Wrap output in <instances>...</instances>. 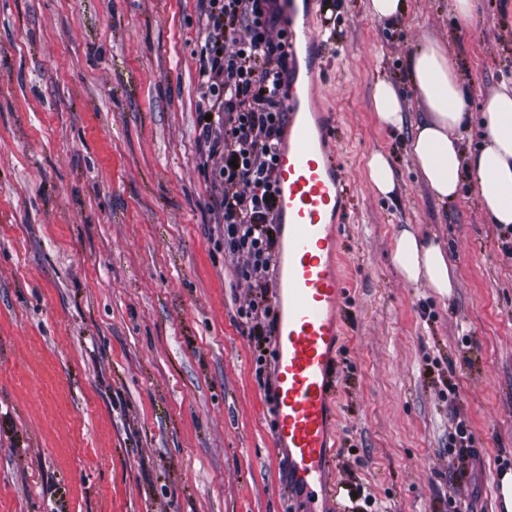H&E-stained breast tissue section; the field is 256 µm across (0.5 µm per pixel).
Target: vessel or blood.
<instances>
[{"mask_svg":"<svg viewBox=\"0 0 512 512\" xmlns=\"http://www.w3.org/2000/svg\"><path fill=\"white\" fill-rule=\"evenodd\" d=\"M287 145L277 162L280 241L277 268L273 441L288 450L294 482L337 495L325 471L330 409L336 397L335 351L344 333L341 308L346 282L338 267L339 220L346 180L333 144V129L303 109L301 87L289 80Z\"/></svg>","mask_w":512,"mask_h":512,"instance_id":"1","label":"vessel or blood"}]
</instances>
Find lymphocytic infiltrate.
Returning a JSON list of instances; mask_svg holds the SVG:
<instances>
[{
	"label": "lymphocytic infiltrate",
	"instance_id": "lymphocytic-infiltrate-1",
	"mask_svg": "<svg viewBox=\"0 0 512 512\" xmlns=\"http://www.w3.org/2000/svg\"><path fill=\"white\" fill-rule=\"evenodd\" d=\"M270 0H202L210 34L199 75L207 117L200 136L226 163L219 209L224 250L241 258L236 271L255 290L245 316L256 352H264L275 317L266 303L278 227L276 162L283 142L288 39L275 33Z\"/></svg>",
	"mask_w": 512,
	"mask_h": 512
}]
</instances>
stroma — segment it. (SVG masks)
<instances>
[{"label":"stroma","mask_w":512,"mask_h":512,"mask_svg":"<svg viewBox=\"0 0 512 512\" xmlns=\"http://www.w3.org/2000/svg\"><path fill=\"white\" fill-rule=\"evenodd\" d=\"M314 0L317 83L338 115L350 188L349 287L337 358L334 475L346 512H502L512 469V254L463 178L437 200L409 153L428 108L406 71L439 43L480 112L512 82V0ZM208 35L199 0H0V512H336L290 482L270 438L274 361L257 363L252 298L224 253V159L198 126ZM404 103L381 127L377 80ZM389 159L393 196L370 183ZM409 230L444 245L443 296L393 264ZM481 455L448 451L455 418ZM368 9L378 20L392 22L403 14V0H369ZM372 100L380 125L395 130H400L404 126L406 112H403L399 92L392 82L378 80L373 89ZM367 176L378 193L388 196L396 186L394 171L381 153L373 154L367 162Z\"/></svg>","instance_id":"stroma-1"}]
</instances>
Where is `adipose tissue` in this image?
Segmentation results:
<instances>
[{
  "label": "adipose tissue",
  "instance_id": "adipose-tissue-1",
  "mask_svg": "<svg viewBox=\"0 0 512 512\" xmlns=\"http://www.w3.org/2000/svg\"><path fill=\"white\" fill-rule=\"evenodd\" d=\"M408 73L428 108L427 117L415 126L410 147L432 193L443 201L451 199L462 175L470 174L493 222L512 225V86L485 100L481 114L485 138L477 152L469 153L463 148L469 88L449 66L443 48L426 42L409 58ZM372 100L380 125L395 130L404 126L400 95L392 82L378 80ZM392 260L406 279H422L439 293H450L452 274L441 245L422 242L405 230L396 238Z\"/></svg>",
  "mask_w": 512,
  "mask_h": 512
}]
</instances>
